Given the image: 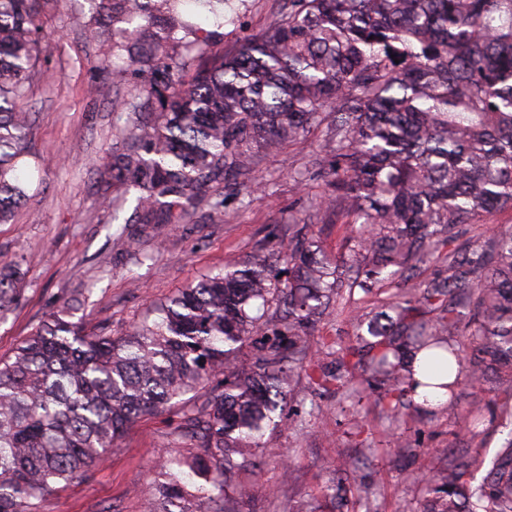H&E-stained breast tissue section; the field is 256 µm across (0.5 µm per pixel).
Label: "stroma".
Instances as JSON below:
<instances>
[{
    "mask_svg": "<svg viewBox=\"0 0 512 512\" xmlns=\"http://www.w3.org/2000/svg\"><path fill=\"white\" fill-rule=\"evenodd\" d=\"M275 8V0H242L240 22L224 26L214 51L231 50L258 33ZM90 13L88 0H45L42 9L48 60L35 72L27 103L35 117L32 151L41 164L23 171L31 185L27 205L11 223L0 224V265L19 260L24 273L20 303L0 321V357L13 352L51 304L76 289L83 293L80 314L87 326L106 317L113 335L128 334L177 289L228 261L287 245L289 225L324 194L322 180L305 176L325 133L320 127L261 163L248 205L229 194L223 211L202 206L190 223L144 231L132 224L127 242H115L112 203L98 191L115 115L111 100L86 93L112 43L91 34ZM294 408L298 422L268 435L264 454L236 472L235 483L247 493L232 502L233 512H288L321 498L337 450L356 455L347 423L336 420L335 399L301 386ZM178 421L173 409L141 416L90 477L58 485L39 500L37 512H152L158 456L177 450ZM404 437L432 454L469 441L445 413L408 419ZM413 467L409 456L376 455L345 485L350 512H364L360 481L375 484L379 512H420L421 492L404 480Z\"/></svg>",
    "mask_w": 512,
    "mask_h": 512,
    "instance_id": "35a3bbf8",
    "label": "stroma"
}]
</instances>
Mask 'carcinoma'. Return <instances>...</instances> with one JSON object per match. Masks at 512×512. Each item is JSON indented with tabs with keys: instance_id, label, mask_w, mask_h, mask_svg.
<instances>
[{
	"instance_id": "obj_1",
	"label": "carcinoma",
	"mask_w": 512,
	"mask_h": 512,
	"mask_svg": "<svg viewBox=\"0 0 512 512\" xmlns=\"http://www.w3.org/2000/svg\"><path fill=\"white\" fill-rule=\"evenodd\" d=\"M43 2L0 0V224L28 199L22 101L48 52ZM89 2L95 32L112 35L121 147L102 175L115 209L135 194L124 223L180 224L224 206V191L324 122L328 192L277 254L186 285L125 336L85 329L76 298L50 308L0 358V512H35L53 486L88 477L139 415L176 404L187 447L159 461L157 512H225L245 495L230 482L237 457L265 448L301 377L335 394L358 431L365 403L380 407L396 435L388 451L420 459L407 479L422 512H512V231L455 246L461 226L512 210V0H284L264 29L209 57L210 38L238 22L232 0ZM335 213L346 236L333 257L312 225ZM427 264L438 272L418 279ZM20 281V263L0 267V317ZM392 284L393 301L348 308L349 340L314 343L355 289ZM464 382L491 398L461 405ZM419 387L446 400L419 403ZM443 411L472 442L500 420L499 447L429 457L401 440L412 414ZM355 447L336 479L356 478L375 452Z\"/></svg>"
}]
</instances>
